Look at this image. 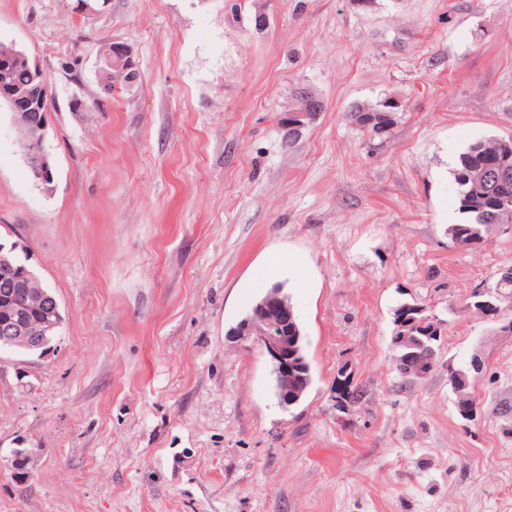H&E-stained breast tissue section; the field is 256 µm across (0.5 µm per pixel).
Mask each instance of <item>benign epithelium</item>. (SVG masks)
I'll return each instance as SVG.
<instances>
[{
    "label": "benign epithelium",
    "instance_id": "benign-epithelium-1",
    "mask_svg": "<svg viewBox=\"0 0 512 512\" xmlns=\"http://www.w3.org/2000/svg\"><path fill=\"white\" fill-rule=\"evenodd\" d=\"M23 69L28 73L24 83L13 80L12 71ZM96 74L105 93L112 92L123 77L127 86L138 80V70L130 48L123 42L112 40L97 55ZM53 97L52 84L42 66L15 45L0 46V105L12 113L21 134L24 159L37 182L50 189L53 183L52 153L49 144V112ZM323 110V102L306 89L294 95V105L280 118L284 141L299 137L302 130ZM512 180V168L499 162L488 169V181L503 185ZM0 345L8 350L43 355L49 349V333L61 327L63 316L60 302L52 289L36 276L33 256L19 240L9 250L0 246ZM294 314L288 305L273 303L254 309L238 324L230 335L240 340H251L265 351L278 368L279 404L298 402L296 396L299 378L293 367L292 339L288 325ZM405 349L399 358L403 366L416 370L421 377L428 368L415 349H424L425 341L418 336H401Z\"/></svg>",
    "mask_w": 512,
    "mask_h": 512
}]
</instances>
